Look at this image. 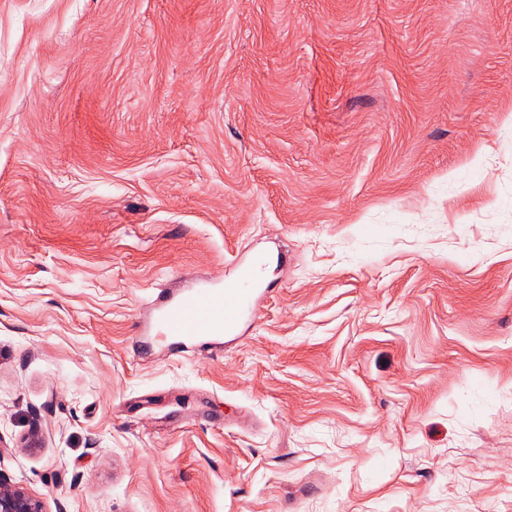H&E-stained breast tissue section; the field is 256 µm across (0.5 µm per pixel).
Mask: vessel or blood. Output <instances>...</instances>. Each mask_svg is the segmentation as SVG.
<instances>
[{"label": "vessel or blood", "mask_w": 512, "mask_h": 512, "mask_svg": "<svg viewBox=\"0 0 512 512\" xmlns=\"http://www.w3.org/2000/svg\"><path fill=\"white\" fill-rule=\"evenodd\" d=\"M262 298L253 272L244 270L233 283L218 279L174 290L155 308L149 329L169 350L190 342L205 351L253 317Z\"/></svg>", "instance_id": "vessel-or-blood-1"}]
</instances>
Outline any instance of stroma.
Returning <instances> with one entry per match:
<instances>
[{
  "instance_id": "35a3bbf8",
  "label": "stroma",
  "mask_w": 512,
  "mask_h": 512,
  "mask_svg": "<svg viewBox=\"0 0 512 512\" xmlns=\"http://www.w3.org/2000/svg\"><path fill=\"white\" fill-rule=\"evenodd\" d=\"M261 255L245 331L143 352ZM0 470L47 512H512V0H0Z\"/></svg>"
}]
</instances>
